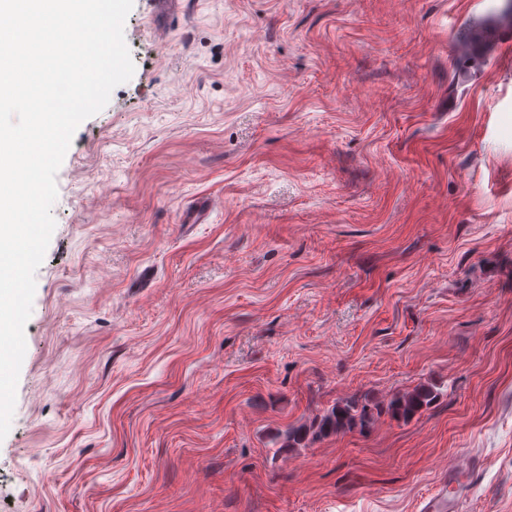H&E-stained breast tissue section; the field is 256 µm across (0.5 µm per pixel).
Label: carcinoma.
Wrapping results in <instances>:
<instances>
[{"instance_id":"cac0c4a2","label":"carcinoma","mask_w":512,"mask_h":512,"mask_svg":"<svg viewBox=\"0 0 512 512\" xmlns=\"http://www.w3.org/2000/svg\"><path fill=\"white\" fill-rule=\"evenodd\" d=\"M436 398L433 389L420 386L404 397L390 401L387 411L397 418L409 419L420 409L432 404ZM374 420L371 406L364 398L353 397L344 404L338 405L308 427L290 428L284 434L288 447L300 446L306 441H313L329 434H338L354 426L368 427Z\"/></svg>"}]
</instances>
